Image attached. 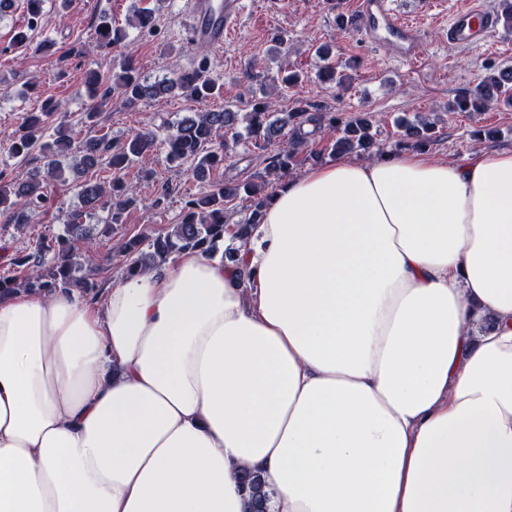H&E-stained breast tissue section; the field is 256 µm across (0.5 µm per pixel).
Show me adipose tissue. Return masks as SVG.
Returning <instances> with one entry per match:
<instances>
[{
	"label": "adipose tissue",
	"mask_w": 512,
	"mask_h": 512,
	"mask_svg": "<svg viewBox=\"0 0 512 512\" xmlns=\"http://www.w3.org/2000/svg\"><path fill=\"white\" fill-rule=\"evenodd\" d=\"M238 262L0 296V512H512V149L286 179ZM241 481L250 496V512H266L264 505V501H266V494L263 491L259 475L251 471L244 472L242 474Z\"/></svg>",
	"instance_id": "adipose-tissue-1"
}]
</instances>
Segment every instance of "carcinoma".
<instances>
[{"label":"carcinoma","mask_w":512,"mask_h":512,"mask_svg":"<svg viewBox=\"0 0 512 512\" xmlns=\"http://www.w3.org/2000/svg\"><path fill=\"white\" fill-rule=\"evenodd\" d=\"M44 0H28L29 18L27 25L15 31L13 45L21 51L31 48L30 32L47 25L43 11ZM122 30L112 26V19L102 16L97 25L99 46L107 48L122 41ZM92 100L86 112V119L94 121L102 108L112 98L120 99L128 106L144 100H152L179 93L188 100L204 105L220 95L221 86L210 76L206 58L198 60L196 66L179 70L171 77L150 83L139 76L132 58L121 64V72L105 77L94 72L87 82ZM512 101V71L501 69L487 76L483 84L473 93L455 100L451 107L460 111L479 112L494 103ZM57 103L45 100L42 111L29 113L16 136L11 152L13 157L25 160L38 148L46 159L44 169H34L25 176L11 177L0 172V218L5 224H27L30 211L43 203L44 181L58 180L64 173L63 162L72 152L79 153L76 168L82 170L100 168L105 170L104 178H91L79 184V194L84 201L94 206L107 198L112 205V223H122L124 212L137 204L132 186L122 180L123 172L130 164L145 162L156 150L157 142L167 147V158L172 163L191 161L192 175L204 181L210 171L224 163V143L215 140L221 129L245 123L243 131L236 132L264 145L277 144V150L268 157L267 175L288 173L298 158V150L308 143L311 132L304 130L307 125L318 128L323 121L341 132V136L328 143L332 154H346L356 149L366 151L375 144L371 122L366 119L342 120L338 114L315 113L309 106L300 104L293 112L280 116L272 112L269 101L255 100L251 111L239 115L225 106L220 112H195L166 129L161 137L155 131H139L126 137L122 142H112L102 135L87 138L75 145L74 132L66 123L55 126L50 140L39 142L37 133L44 130L49 118L57 112ZM400 142L417 147L433 139L432 123L422 117L410 121L400 119ZM291 128V138H286L285 129ZM267 181L256 184L253 181L226 184L213 181L207 191L185 203L179 223L172 225L164 234L151 238H130L122 243L128 263L125 274L139 275L161 269L175 254L184 249H198L206 254L222 252L224 260L236 261L237 249L221 248L224 241V225L227 224L226 203L240 195L249 202L248 217L236 225V236L246 239L254 226L261 223L263 209L269 199L265 193ZM92 245V229L79 222V217L64 225L63 233L51 240L36 243L33 251L16 258L15 265L22 268L19 274L0 277V295L11 292H32L49 296L57 291L68 292L79 288L90 293L98 288L94 271L82 262V250ZM241 481L249 493L250 512H266V494L258 474L248 471Z\"/></svg>","instance_id":"1"}]
</instances>
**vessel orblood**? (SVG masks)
I'll list each match as a JSON object with an SVG mask.
<instances>
[{
	"instance_id": "1",
	"label": "vessel or blood",
	"mask_w": 512,
	"mask_h": 512,
	"mask_svg": "<svg viewBox=\"0 0 512 512\" xmlns=\"http://www.w3.org/2000/svg\"><path fill=\"white\" fill-rule=\"evenodd\" d=\"M243 4L244 0H192L187 29L199 52L209 54L223 47L226 34L241 19ZM346 24L369 43L388 44L396 59L410 61L422 51L420 32L400 13L397 0H357ZM498 24L495 10L482 0H468L450 16L448 43L462 48L480 46Z\"/></svg>"
}]
</instances>
